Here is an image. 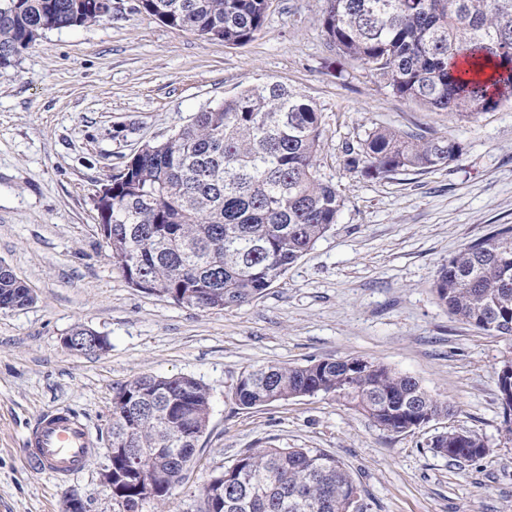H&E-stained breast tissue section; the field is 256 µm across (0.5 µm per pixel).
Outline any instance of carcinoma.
<instances>
[{"label": "carcinoma", "instance_id": "cac0c4a2", "mask_svg": "<svg viewBox=\"0 0 512 512\" xmlns=\"http://www.w3.org/2000/svg\"><path fill=\"white\" fill-rule=\"evenodd\" d=\"M161 23L227 45L262 30L269 0H138ZM330 48L367 65L392 92L469 121L512 95V0H326ZM112 19L107 0H0V67L35 33ZM322 115L300 93L263 81L144 144L107 184L104 240L112 265L141 290L190 308L259 298L336 223L343 199L318 170ZM462 153L452 139L375 127L346 165L366 177L424 171ZM434 291L448 312L488 336L512 337V224L448 259ZM29 286L0 264V312L25 307ZM507 432L512 393L496 379ZM318 393L345 401L380 429L412 431L448 415L415 378L357 358L267 365L241 374L246 409ZM210 413L194 378L142 374L113 388L112 499L118 512L152 496L163 506L183 479ZM141 452L132 468L127 454ZM431 451L456 463L492 451L448 431ZM204 512H360V490L332 455L311 448L248 450L201 489Z\"/></svg>", "mask_w": 512, "mask_h": 512}]
</instances>
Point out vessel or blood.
I'll list each match as a JSON object with an SVG mask.
<instances>
[{"label":"vessel or blood","instance_id":"vessel-or-blood-1","mask_svg":"<svg viewBox=\"0 0 512 512\" xmlns=\"http://www.w3.org/2000/svg\"><path fill=\"white\" fill-rule=\"evenodd\" d=\"M96 450L87 427L72 413L55 409L43 413L25 441V454L35 467L62 478L81 472Z\"/></svg>","mask_w":512,"mask_h":512}]
</instances>
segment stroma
Masks as SVG:
<instances>
[{"label": "stroma", "mask_w": 512, "mask_h": 512, "mask_svg": "<svg viewBox=\"0 0 512 512\" xmlns=\"http://www.w3.org/2000/svg\"><path fill=\"white\" fill-rule=\"evenodd\" d=\"M112 20L45 33L0 67V261L32 304L0 313V512H116L109 464L114 386L149 373L189 376L210 393L208 426L166 512H202V486L254 448H312L336 457L363 512H512V435L495 371L512 338L456 320L437 300L439 268L498 224H512V99L458 121L394 95L339 55L321 24L326 0H270L264 27L233 46L169 27L117 0ZM270 79L322 114L320 175L344 205L332 228L257 300L180 306L131 287L113 267L96 195L145 143L197 112ZM376 126L425 130L462 155L425 172L368 178L349 147ZM106 336L99 355L67 351L76 324ZM353 357L413 376L449 416L394 434L322 394L245 409L242 372ZM63 408L98 437L88 466L58 479L22 453L39 416ZM468 432L489 456L452 464L430 451Z\"/></svg>", "instance_id": "obj_1"}]
</instances>
